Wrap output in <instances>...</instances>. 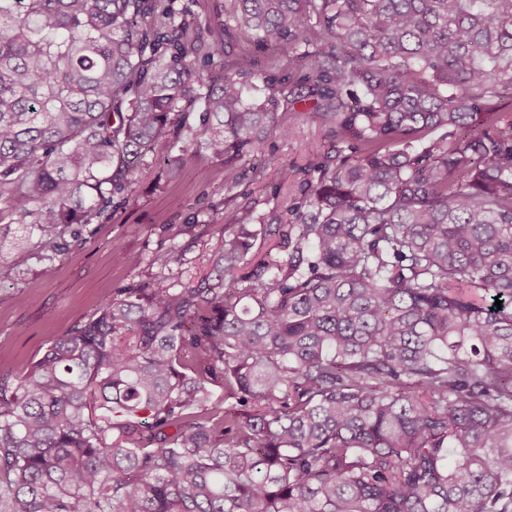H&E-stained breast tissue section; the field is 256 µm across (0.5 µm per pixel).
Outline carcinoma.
Here are the masks:
<instances>
[{
    "label": "carcinoma",
    "mask_w": 512,
    "mask_h": 512,
    "mask_svg": "<svg viewBox=\"0 0 512 512\" xmlns=\"http://www.w3.org/2000/svg\"><path fill=\"white\" fill-rule=\"evenodd\" d=\"M174 2L0 0L1 224L53 247L160 144L169 179L199 146L258 179L293 94L349 154L245 287L252 207L197 285L0 377V512H512V0H230L280 81L209 73L230 27Z\"/></svg>",
    "instance_id": "obj_1"
}]
</instances>
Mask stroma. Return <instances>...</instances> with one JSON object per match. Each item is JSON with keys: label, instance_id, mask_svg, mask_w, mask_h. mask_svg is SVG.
I'll list each match as a JSON object with an SVG mask.
<instances>
[{"label": "stroma", "instance_id": "obj_1", "mask_svg": "<svg viewBox=\"0 0 512 512\" xmlns=\"http://www.w3.org/2000/svg\"><path fill=\"white\" fill-rule=\"evenodd\" d=\"M189 31L231 22L228 0H175ZM281 128L269 137L262 178L224 187V164L205 149L186 161L180 178L160 179L163 148L135 159L138 183L125 203L89 224H74L58 239L53 260L33 245L26 265L0 263V374L16 375L52 338L91 316L121 288H178L206 276L222 237L225 207H251L254 249L275 237L264 217L285 198H302L315 167L336 142L308 102L281 104Z\"/></svg>", "mask_w": 512, "mask_h": 512}]
</instances>
